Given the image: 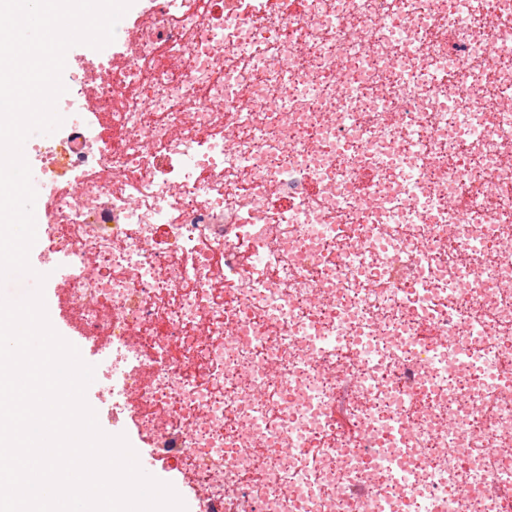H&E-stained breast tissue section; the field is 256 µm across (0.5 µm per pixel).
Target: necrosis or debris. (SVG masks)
Segmentation results:
<instances>
[{"mask_svg":"<svg viewBox=\"0 0 512 512\" xmlns=\"http://www.w3.org/2000/svg\"><path fill=\"white\" fill-rule=\"evenodd\" d=\"M40 153L59 317L194 512H512V0H147Z\"/></svg>","mask_w":512,"mask_h":512,"instance_id":"necrosis-or-debris-1","label":"necrosis or debris"}]
</instances>
